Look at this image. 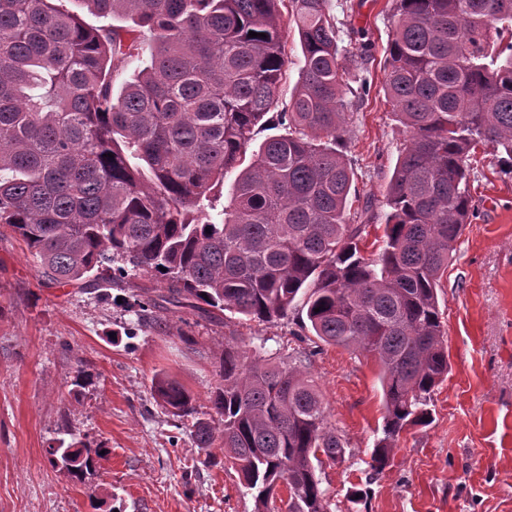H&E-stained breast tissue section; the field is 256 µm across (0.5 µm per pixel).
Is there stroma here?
<instances>
[{"instance_id": "obj_1", "label": "stroma", "mask_w": 512, "mask_h": 512, "mask_svg": "<svg viewBox=\"0 0 512 512\" xmlns=\"http://www.w3.org/2000/svg\"><path fill=\"white\" fill-rule=\"evenodd\" d=\"M329 6L343 24L341 48L371 53L369 92L342 150L356 174L351 210L372 221L363 241L372 258L404 141L383 85L396 0ZM471 165L477 218L438 289L450 371L433 395L429 424L401 432L390 466L372 474L384 415L377 365L330 345L307 365L345 444L344 459L320 474L330 512H512V175L489 145L477 148ZM155 286L132 274L102 301L76 283H45L23 242L0 232V512H255L219 448L199 445L196 423L217 420L209 396L225 338L235 337L248 356L284 359L297 345L298 314L271 323L230 314L219 323L162 310L151 329L125 336L137 321L134 294ZM81 363L91 380L77 387ZM158 374L191 392L195 415L165 410L152 390ZM62 438L103 446L83 479L50 465L47 451ZM353 489L367 490V499L350 500Z\"/></svg>"}]
</instances>
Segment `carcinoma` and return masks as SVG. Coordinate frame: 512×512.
Here are the masks:
<instances>
[{
    "label": "carcinoma",
    "instance_id": "obj_1",
    "mask_svg": "<svg viewBox=\"0 0 512 512\" xmlns=\"http://www.w3.org/2000/svg\"><path fill=\"white\" fill-rule=\"evenodd\" d=\"M75 2L147 29L149 58L117 87L138 38L86 26L64 0H0V227L50 284L106 297L127 264L165 284L134 298L140 328L148 306L219 322H273L301 306L300 342L377 362L385 414L370 467L384 470L400 432L429 422L448 376L437 289L474 217L472 151L491 145L512 174V0H398L384 90L408 137L375 259L361 254L367 224L348 213L355 172L336 149L367 59L342 53L328 0ZM284 6L303 60L281 108ZM257 127L278 133L252 151L213 221L214 190ZM312 354L271 364L224 342L210 402L224 460L257 512L283 488L288 512H330L317 471L345 448L307 377ZM152 387L172 415L194 412L178 383L157 375ZM100 452L61 440L48 455L80 480Z\"/></svg>",
    "mask_w": 512,
    "mask_h": 512
}]
</instances>
